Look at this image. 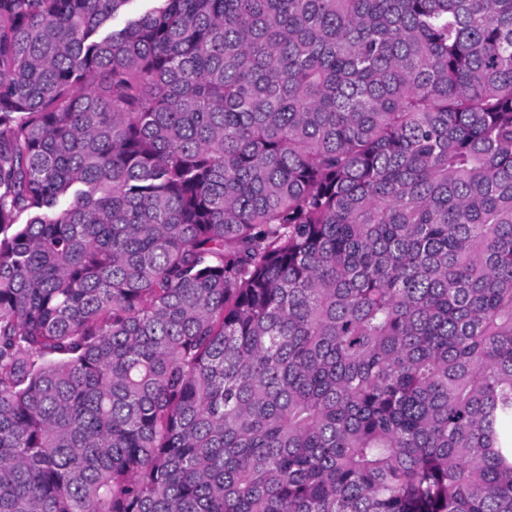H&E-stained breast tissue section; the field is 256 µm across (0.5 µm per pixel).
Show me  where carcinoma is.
<instances>
[{
  "mask_svg": "<svg viewBox=\"0 0 512 512\" xmlns=\"http://www.w3.org/2000/svg\"><path fill=\"white\" fill-rule=\"evenodd\" d=\"M0 0V512H512V0Z\"/></svg>",
  "mask_w": 512,
  "mask_h": 512,
  "instance_id": "cac0c4a2",
  "label": "carcinoma"
}]
</instances>
